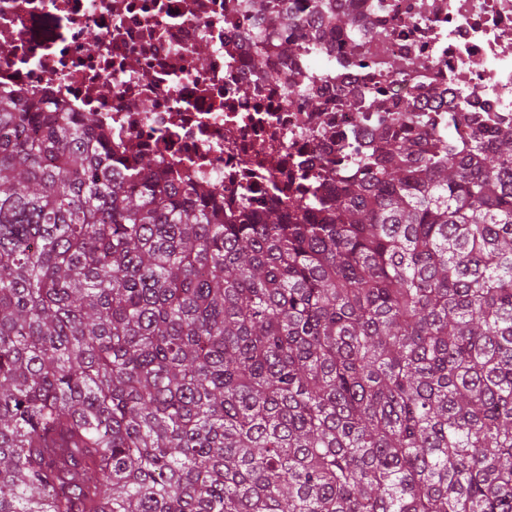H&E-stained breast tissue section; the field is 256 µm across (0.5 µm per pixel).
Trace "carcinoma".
<instances>
[{
  "instance_id": "1",
  "label": "carcinoma",
  "mask_w": 512,
  "mask_h": 512,
  "mask_svg": "<svg viewBox=\"0 0 512 512\" xmlns=\"http://www.w3.org/2000/svg\"><path fill=\"white\" fill-rule=\"evenodd\" d=\"M374 143L226 214L0 93V512H512V134Z\"/></svg>"
}]
</instances>
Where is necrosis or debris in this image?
<instances>
[{"mask_svg":"<svg viewBox=\"0 0 512 512\" xmlns=\"http://www.w3.org/2000/svg\"><path fill=\"white\" fill-rule=\"evenodd\" d=\"M247 2L0 0V91L93 113L124 161L148 155L219 185L233 211L321 191L322 165L348 174L381 125L414 139L512 133V0H362L367 51L345 32L316 64L281 57L284 30L264 29ZM403 60L413 76L394 70ZM292 73L303 92L290 93ZM377 96L393 111H369Z\"/></svg>","mask_w":512,"mask_h":512,"instance_id":"obj_1","label":"necrosis or debris"}]
</instances>
